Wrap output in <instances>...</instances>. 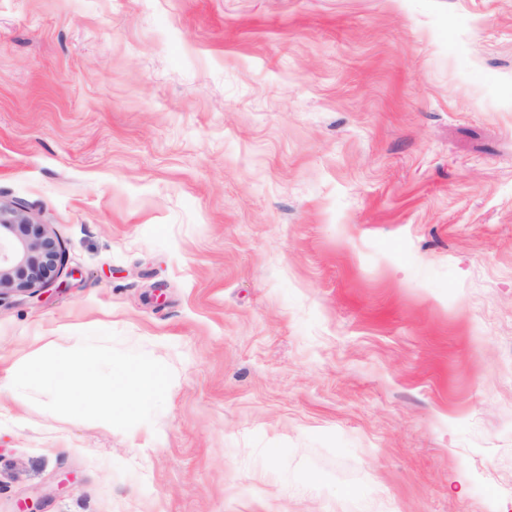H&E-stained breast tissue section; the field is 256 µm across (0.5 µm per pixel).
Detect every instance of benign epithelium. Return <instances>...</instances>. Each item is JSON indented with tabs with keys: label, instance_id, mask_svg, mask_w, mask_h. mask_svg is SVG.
<instances>
[{
	"label": "benign epithelium",
	"instance_id": "benign-epithelium-1",
	"mask_svg": "<svg viewBox=\"0 0 512 512\" xmlns=\"http://www.w3.org/2000/svg\"><path fill=\"white\" fill-rule=\"evenodd\" d=\"M65 268V249L44 224L17 206L0 203V298L54 286Z\"/></svg>",
	"mask_w": 512,
	"mask_h": 512
}]
</instances>
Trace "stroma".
Wrapping results in <instances>:
<instances>
[{
	"mask_svg": "<svg viewBox=\"0 0 512 512\" xmlns=\"http://www.w3.org/2000/svg\"><path fill=\"white\" fill-rule=\"evenodd\" d=\"M0 512H512V0H0ZM110 330L153 424L12 386ZM65 268L57 236L17 206L0 202V299L54 286Z\"/></svg>",
	"mask_w": 512,
	"mask_h": 512,
	"instance_id": "obj_1",
	"label": "stroma"
}]
</instances>
